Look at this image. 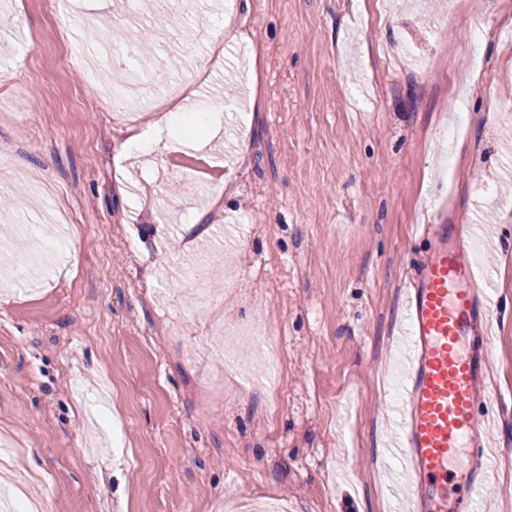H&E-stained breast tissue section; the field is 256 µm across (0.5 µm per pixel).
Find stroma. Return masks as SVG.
<instances>
[{
	"label": "stroma",
	"instance_id": "35a3bbf8",
	"mask_svg": "<svg viewBox=\"0 0 512 512\" xmlns=\"http://www.w3.org/2000/svg\"><path fill=\"white\" fill-rule=\"evenodd\" d=\"M375 4L234 0L244 44L224 0H0V487L33 474L50 512H403L407 275L448 220L504 310L481 503L512 512V0ZM129 29L152 104L192 83L186 120L218 113L221 204L183 144L121 155L149 113L97 101Z\"/></svg>",
	"mask_w": 512,
	"mask_h": 512
}]
</instances>
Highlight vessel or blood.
<instances>
[{
  "instance_id": "vessel-or-blood-1",
  "label": "vessel or blood",
  "mask_w": 512,
  "mask_h": 512,
  "mask_svg": "<svg viewBox=\"0 0 512 512\" xmlns=\"http://www.w3.org/2000/svg\"><path fill=\"white\" fill-rule=\"evenodd\" d=\"M429 245L406 294L411 343L393 453L413 492L406 512H428L457 487L452 512H479L489 441L480 419L495 318L457 224H429ZM464 468H455L460 452Z\"/></svg>"
}]
</instances>
